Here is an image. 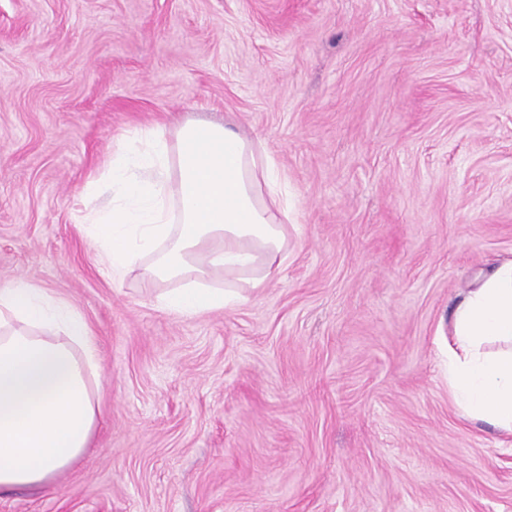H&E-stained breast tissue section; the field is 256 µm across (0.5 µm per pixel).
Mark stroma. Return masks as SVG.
Instances as JSON below:
<instances>
[{"label":"stroma","instance_id":"1","mask_svg":"<svg viewBox=\"0 0 512 512\" xmlns=\"http://www.w3.org/2000/svg\"><path fill=\"white\" fill-rule=\"evenodd\" d=\"M259 136L288 265L161 312L100 270L80 193L123 137ZM512 258V0H0V280L98 339L85 457L0 512H512V437L448 395V329Z\"/></svg>","mask_w":512,"mask_h":512}]
</instances>
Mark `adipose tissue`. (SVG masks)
I'll use <instances>...</instances> for the list:
<instances>
[{
  "instance_id": "adipose-tissue-1",
  "label": "adipose tissue",
  "mask_w": 512,
  "mask_h": 512,
  "mask_svg": "<svg viewBox=\"0 0 512 512\" xmlns=\"http://www.w3.org/2000/svg\"><path fill=\"white\" fill-rule=\"evenodd\" d=\"M88 243L114 282L133 271L179 281L158 308L217 311L242 300L213 284L278 278L291 205L261 139L233 124L188 119L136 130L81 197ZM95 337L68 301L25 277L0 281V491L42 488L87 452L99 422ZM448 391L472 418L512 434V259L457 303L448 340Z\"/></svg>"
}]
</instances>
